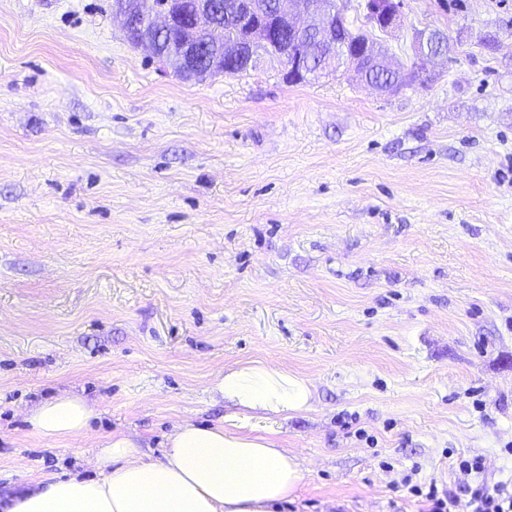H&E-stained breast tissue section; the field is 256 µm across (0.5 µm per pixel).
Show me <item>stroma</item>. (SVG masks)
I'll list each match as a JSON object with an SVG mask.
<instances>
[{
    "instance_id": "obj_1",
    "label": "stroma",
    "mask_w": 512,
    "mask_h": 512,
    "mask_svg": "<svg viewBox=\"0 0 512 512\" xmlns=\"http://www.w3.org/2000/svg\"><path fill=\"white\" fill-rule=\"evenodd\" d=\"M434 30L450 60L418 61ZM372 36L431 80L183 81L112 0H0V497L92 476L115 432L161 460L245 363L312 390L243 423L306 468L276 512H422L395 482L461 457L512 480V0H404ZM60 393L80 439L27 422ZM94 405L76 394H61L40 402L27 417L32 432L42 438L77 439L86 432Z\"/></svg>"
}]
</instances>
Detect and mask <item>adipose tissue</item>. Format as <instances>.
Returning <instances> with one entry per match:
<instances>
[{
    "mask_svg": "<svg viewBox=\"0 0 512 512\" xmlns=\"http://www.w3.org/2000/svg\"><path fill=\"white\" fill-rule=\"evenodd\" d=\"M211 388L242 414L262 418L308 409L309 383L283 367L249 363L218 371ZM94 407L76 394L40 402L27 420L43 438L84 435ZM95 476L33 480L0 501V512H273L301 488L299 458L267 435L224 425L175 424L163 460L145 462L122 433L98 449Z\"/></svg>",
    "mask_w": 512,
    "mask_h": 512,
    "instance_id": "ef3b65f1",
    "label": "adipose tissue"
}]
</instances>
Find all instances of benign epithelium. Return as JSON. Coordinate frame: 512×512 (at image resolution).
Here are the masks:
<instances>
[{"label": "benign epithelium", "mask_w": 512, "mask_h": 512, "mask_svg": "<svg viewBox=\"0 0 512 512\" xmlns=\"http://www.w3.org/2000/svg\"><path fill=\"white\" fill-rule=\"evenodd\" d=\"M402 0H367L369 23L391 31L398 26ZM112 12L119 19L129 42L166 63L177 61L175 74L183 79L201 81L217 71L229 73L238 64L256 65L260 48L279 41L287 79L319 78L345 69L358 80L379 92H392L402 86L410 73L383 50L369 41L359 52H348L336 43V26L342 11L335 0H272L258 9L256 0H156L153 9L144 0H112ZM235 26L239 35L224 49V26ZM179 31L176 42L169 43L170 56L160 53V40ZM308 33L325 38L328 51L324 66L313 68L311 49L303 40ZM447 40L437 32H421L415 37L419 58L448 57ZM372 67L388 75L387 81H374L366 73Z\"/></svg>", "instance_id": "obj_1"}]
</instances>
